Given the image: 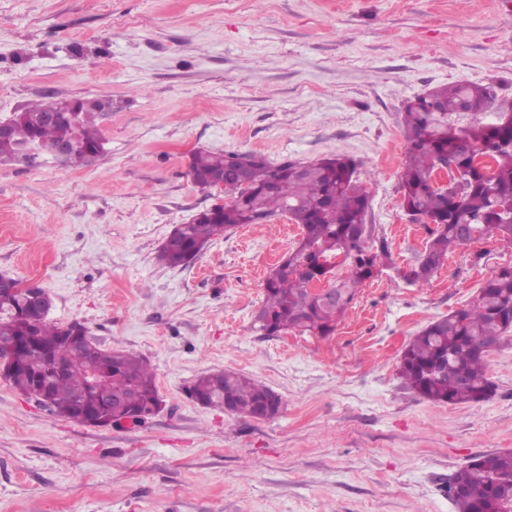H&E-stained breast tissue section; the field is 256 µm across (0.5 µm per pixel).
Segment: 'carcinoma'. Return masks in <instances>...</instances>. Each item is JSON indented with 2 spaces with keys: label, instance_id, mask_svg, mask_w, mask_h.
<instances>
[{
  "label": "carcinoma",
  "instance_id": "cac0c4a2",
  "mask_svg": "<svg viewBox=\"0 0 512 512\" xmlns=\"http://www.w3.org/2000/svg\"><path fill=\"white\" fill-rule=\"evenodd\" d=\"M488 100L496 111L512 115V98L499 97L488 84L467 82L437 87L420 105L404 106L403 208L413 218L434 224L415 264L401 271L410 284L428 283L448 254L465 246L463 228L478 239L493 234L512 244V125L489 126L478 121L460 125L448 162L462 173L461 199L455 201L431 185L442 151L448 147L445 126L458 121L463 102L479 109ZM61 104L62 100L49 96L25 108L26 118L16 121L12 137L0 141V162L15 163L17 146L38 137L47 142H75L77 150L64 165H84L83 150L102 142L96 117L112 110V100L75 99L83 114L76 126L64 118L42 125L32 121ZM296 165L290 160L271 165L247 153H194L190 163L194 185L202 191L214 190L217 183L212 176L224 173V201L176 228L159 248L157 261L167 268L185 267L213 237L241 224H254L259 217L268 222L285 214L301 225L302 237L267 273L256 329L265 336L296 331L326 337L334 334L359 290L373 279L372 271H382L391 255L386 241H380L376 250L369 244L373 232L366 223L370 198L352 159L333 156L307 162L300 176L294 175ZM240 167L247 170L245 181L238 177ZM321 255L342 258L347 275L335 278L334 267L325 269L319 264ZM316 276L326 280L335 299L327 300L310 289L309 281ZM69 327L86 333L78 322L67 326L50 322L25 296L1 300L0 338L31 337L63 365L56 369L34 350L18 353L14 356L18 367L5 380L37 400L46 394L44 405L77 423L86 408L109 413L102 398L105 391L123 396L131 408L159 396L155 372L143 357L128 350L111 356L74 345L66 337ZM489 341L499 349L512 341V268L494 272L470 304L422 328L404 348L398 373L408 388L432 402L486 400L495 391L484 351ZM91 363L103 369L96 386L88 372ZM222 379L218 389L214 373L201 374L191 397L232 415L254 418L259 405L274 396L268 386L237 371H223ZM482 462L481 466L468 463L448 483V498L456 512H500L512 506V451L487 453Z\"/></svg>",
  "mask_w": 512,
  "mask_h": 512
}]
</instances>
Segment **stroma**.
Listing matches in <instances>:
<instances>
[{
	"instance_id": "1",
	"label": "stroma",
	"mask_w": 512,
	"mask_h": 512,
	"mask_svg": "<svg viewBox=\"0 0 512 512\" xmlns=\"http://www.w3.org/2000/svg\"><path fill=\"white\" fill-rule=\"evenodd\" d=\"M458 82L512 97V0H0V119L48 95L108 98L102 157L0 165V273L37 281L51 321L145 358L162 409L93 428L0 377V512H455L450 478L512 450V345L490 353L494 394L434 403L397 376L423 327L465 306L512 244L450 254L428 284L384 271L333 336H263L268 269L301 237L287 217L161 266L172 229L214 204L193 152L277 164L352 158L367 221L398 266L429 238L402 206L404 105ZM229 369L275 390L278 417L197 404Z\"/></svg>"
}]
</instances>
